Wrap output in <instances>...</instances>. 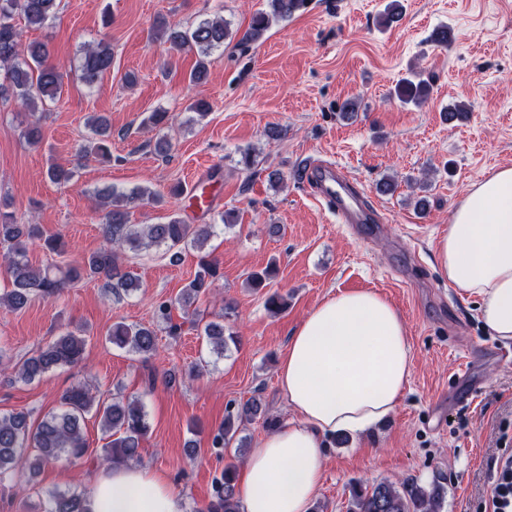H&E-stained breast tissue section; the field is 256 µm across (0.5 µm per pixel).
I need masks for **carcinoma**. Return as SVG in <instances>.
<instances>
[{
	"label": "carcinoma",
	"instance_id": "obj_1",
	"mask_svg": "<svg viewBox=\"0 0 512 512\" xmlns=\"http://www.w3.org/2000/svg\"><path fill=\"white\" fill-rule=\"evenodd\" d=\"M267 9L258 12L239 43L246 44L261 39L271 22L286 19L304 6V0H266ZM57 0H0V72L4 81L0 83V101L9 99L35 114L39 106L55 102L60 97L63 76L58 68L48 62L46 44L35 42L28 46L27 57H20L21 31L16 17L25 25L42 29L55 17ZM163 37L170 48L196 49L198 60L189 73V81L200 83L206 79L213 50L224 46L231 37L223 18H214L199 23L192 30H183L177 25L165 28ZM113 62L109 46L99 42L88 46L82 58L83 79L93 84L111 69ZM430 94L429 82L424 79H407L398 89L404 103L419 105ZM94 137L80 148L81 156L109 162L112 160V133L106 120L96 117L90 120ZM148 199L160 201V197L147 188H139L128 194L113 190L103 192L101 213L103 245L82 258L76 266L33 267L27 258L29 247L36 242L57 254L63 252L60 236L43 237L35 224H19L13 215L0 211V248L4 254L3 269L10 289L0 293V308L20 310L33 297H58L64 289L83 276L103 277L112 291L134 292L139 289L137 278L124 265L125 250L139 252L152 247H166L170 262L180 260L185 249L203 251L213 235L211 224H188L177 215L168 217L162 224L128 223L127 206ZM218 275L217 265L208 255H203L194 278L181 289L175 301H162L155 307L154 317L158 324L170 325L175 332L178 327L170 324L173 304L184 309L210 294L211 286ZM203 336L213 346V351L223 354L227 348L224 324L211 321L204 325ZM82 330L71 331L39 346L35 353L16 363L11 373L23 382H32L46 373L65 367H74L83 359L85 339ZM112 344L132 353L151 358L157 351V334L150 327L116 322L109 335ZM99 418L102 431L112 437L102 449L100 459L110 467L127 464L138 457L141 438L147 432L144 405L137 399L114 397L107 403L98 401L83 383L68 388L60 399L57 410L47 413L36 428L28 423L29 414L19 411L0 414V481L15 474L28 448L36 449L30 457L31 467L39 472L44 467L61 460L76 462L82 459L88 446L81 422L89 413ZM266 418L260 399L253 397L239 411L228 412L223 424L212 439L215 448L226 447L239 432L240 425L257 418ZM237 465L224 466V472L215 482L214 496L206 512H243L236 489ZM445 500L444 489L434 484L424 487L413 480L397 485L388 480L371 486L352 490L348 512H441ZM45 512H88L85 495L73 489L54 490L49 494Z\"/></svg>",
	"mask_w": 512,
	"mask_h": 512
}]
</instances>
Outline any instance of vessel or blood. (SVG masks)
I'll use <instances>...</instances> for the list:
<instances>
[{"mask_svg":"<svg viewBox=\"0 0 512 512\" xmlns=\"http://www.w3.org/2000/svg\"><path fill=\"white\" fill-rule=\"evenodd\" d=\"M308 188L336 211L345 224H369L377 222L378 213L368 197L345 182L343 175L333 166L319 161L306 162L302 171Z\"/></svg>","mask_w":512,"mask_h":512,"instance_id":"1","label":"vessel or blood"}]
</instances>
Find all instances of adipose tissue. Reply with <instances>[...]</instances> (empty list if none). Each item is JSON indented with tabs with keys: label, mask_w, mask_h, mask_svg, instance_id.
Instances as JSON below:
<instances>
[{
	"label": "adipose tissue",
	"mask_w": 512,
	"mask_h": 512,
	"mask_svg": "<svg viewBox=\"0 0 512 512\" xmlns=\"http://www.w3.org/2000/svg\"><path fill=\"white\" fill-rule=\"evenodd\" d=\"M436 259L442 278L477 300L490 336L512 342V168L472 185ZM412 371L402 314L372 291L321 300L294 330L278 370L296 418L249 452L237 492L244 512H309L325 471V439L367 431L396 409ZM89 512H184L164 471L115 465L86 489Z\"/></svg>",
	"instance_id": "adipose-tissue-1"
}]
</instances>
